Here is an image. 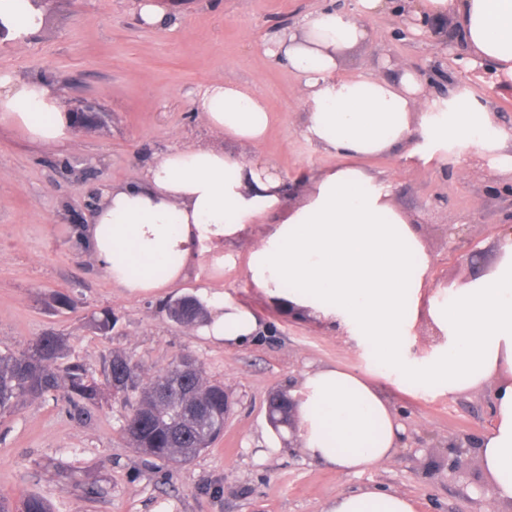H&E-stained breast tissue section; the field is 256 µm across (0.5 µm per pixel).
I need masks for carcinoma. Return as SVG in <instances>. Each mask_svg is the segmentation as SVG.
Here are the masks:
<instances>
[{
  "instance_id": "obj_1",
  "label": "carcinoma",
  "mask_w": 512,
  "mask_h": 512,
  "mask_svg": "<svg viewBox=\"0 0 512 512\" xmlns=\"http://www.w3.org/2000/svg\"><path fill=\"white\" fill-rule=\"evenodd\" d=\"M112 312L90 319L95 332H112ZM67 339L50 334L34 338L23 352L0 351V414L11 413L30 398L60 394L72 401L97 403L100 390L85 364L67 362ZM110 385L121 388L129 405L122 433L132 447L161 461L188 462L224 431V386L204 380L194 364L179 380L168 368L140 383L138 366L115 352L105 360ZM20 512H51L42 497L25 498Z\"/></svg>"
}]
</instances>
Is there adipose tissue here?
I'll return each mask as SVG.
<instances>
[{"instance_id": "ef3b65f1", "label": "adipose tissue", "mask_w": 512, "mask_h": 512, "mask_svg": "<svg viewBox=\"0 0 512 512\" xmlns=\"http://www.w3.org/2000/svg\"><path fill=\"white\" fill-rule=\"evenodd\" d=\"M387 0H357L355 13L324 7L270 40L261 63L286 61L300 79L301 132L340 162L296 184L300 205L283 210L286 183L274 162L243 161L225 152L231 138L261 145L271 123L262 97L217 77L191 98L214 145L176 146L146 164L130 182L103 190L80 246L116 287L147 294L186 280L197 269L224 277V247L248 224L281 213L250 251L247 280L289 311L306 312L366 344L387 370L456 394L493 383V422L476 454L495 483L487 512L512 504V231L496 264L425 313L443 338L431 359L406 360L403 343L411 302L429 283L430 260L391 202L390 185L361 167L363 159L405 151L425 166L453 146L488 158L512 176V138L477 101L450 100L447 112L426 111L422 80L408 68L388 78L337 73L339 55L368 39L362 14ZM417 18L453 12L452 39L470 64L491 60L512 81V0H411ZM42 27L33 0H0V34L22 45ZM53 147L72 140L73 116L40 77H0V122ZM207 318L199 332L235 349L264 328L252 308L201 292ZM302 452L337 473H360L388 460L404 429L387 397L364 375L338 365L308 371L292 389ZM325 512H419L402 492L365 487L340 493Z\"/></svg>"}]
</instances>
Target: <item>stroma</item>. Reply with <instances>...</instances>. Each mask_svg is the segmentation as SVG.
Here are the masks:
<instances>
[{
	"label": "stroma",
	"instance_id": "obj_1",
	"mask_svg": "<svg viewBox=\"0 0 512 512\" xmlns=\"http://www.w3.org/2000/svg\"><path fill=\"white\" fill-rule=\"evenodd\" d=\"M188 14L170 28L140 25L135 0H44L45 24L23 46L0 41V75L50 80L70 111L84 102L105 116L102 127L53 146L33 143L17 127L0 124V350L19 352L31 339L57 333L68 340L69 360L90 366L101 390L96 405L62 398L28 400L0 415V497L18 505L43 497L53 512H324L336 494L366 486L415 498L421 512H485L494 483L471 459L451 469L450 444L480 440L493 421L490 389L448 395L415 387L399 372L380 369L365 346L310 317L284 311L254 288L243 268L268 220L248 225L224 248V278L213 291L255 308L267 329L228 350L172 321L165 304L198 294L189 279L157 295L133 296L112 286L76 238L89 223L102 189L134 179L170 148L207 143L211 135L190 94L223 77L253 88L275 121L264 143L225 141L247 159L268 158L286 180L335 167V154L305 141L298 76L286 63L259 66V51L275 33L307 13L353 0H191ZM393 0L363 17L370 36L343 52L338 72L392 75L415 72L429 101L445 90L489 102L500 124L512 129V88L487 62L468 67L458 48L446 49ZM369 168L391 185V201L408 219L431 260L427 296L473 277L448 228L461 226L465 246L491 266L512 197V179L491 172L487 159L448 152L415 167L402 153L374 158ZM108 309L116 321L101 336L92 313ZM141 365L142 380L189 355L205 378L223 384L233 399L223 434L194 461L163 462L137 452L121 433L128 408L112 395L103 371L111 353ZM342 365L367 374L388 397L406 429L401 448L384 463L340 475L296 447L270 451L267 409L271 392L296 387L304 372Z\"/></svg>",
	"mask_w": 512,
	"mask_h": 512
}]
</instances>
